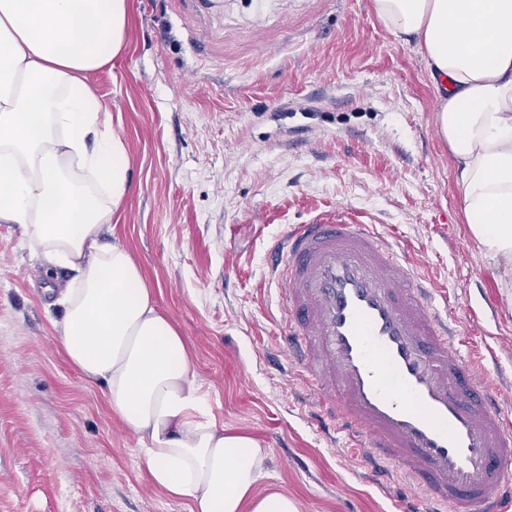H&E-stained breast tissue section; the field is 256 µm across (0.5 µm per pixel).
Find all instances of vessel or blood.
<instances>
[{
	"instance_id": "b4317fda",
	"label": "vessel or blood",
	"mask_w": 512,
	"mask_h": 512,
	"mask_svg": "<svg viewBox=\"0 0 512 512\" xmlns=\"http://www.w3.org/2000/svg\"><path fill=\"white\" fill-rule=\"evenodd\" d=\"M280 345L359 469L402 478L423 512H507L512 418L469 369L438 286L351 209L292 224L270 247ZM400 502L399 512H411Z\"/></svg>"
}]
</instances>
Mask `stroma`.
Returning <instances> with one entry per match:
<instances>
[{
    "label": "stroma",
    "instance_id": "35a3bbf8",
    "mask_svg": "<svg viewBox=\"0 0 512 512\" xmlns=\"http://www.w3.org/2000/svg\"><path fill=\"white\" fill-rule=\"evenodd\" d=\"M92 82L125 139L131 191L105 240L134 254L185 336L225 428L266 450L260 487L300 512H396L312 420L280 348L269 242L342 205L470 307L475 360L512 386V288L470 239L438 100L415 45L370 0H130L128 45ZM46 272L0 224V512H191L145 473L135 435L59 350Z\"/></svg>",
    "mask_w": 512,
    "mask_h": 512
}]
</instances>
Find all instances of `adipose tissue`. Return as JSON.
I'll return each mask as SVG.
<instances>
[{"label":"adipose tissue","mask_w":512,"mask_h":512,"mask_svg":"<svg viewBox=\"0 0 512 512\" xmlns=\"http://www.w3.org/2000/svg\"><path fill=\"white\" fill-rule=\"evenodd\" d=\"M129 0H0V224L72 274L58 346L138 436L153 485L191 512H299L258 490L264 450L224 428L193 355L141 266L106 242L130 191L129 155L90 82L128 41ZM414 42L438 98L468 232L512 286V0H371Z\"/></svg>","instance_id":"obj_1"}]
</instances>
